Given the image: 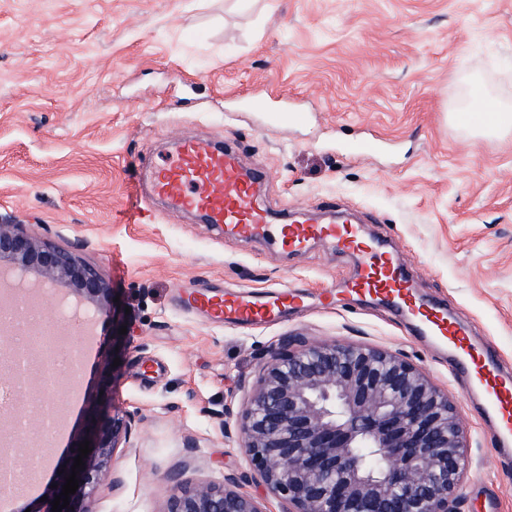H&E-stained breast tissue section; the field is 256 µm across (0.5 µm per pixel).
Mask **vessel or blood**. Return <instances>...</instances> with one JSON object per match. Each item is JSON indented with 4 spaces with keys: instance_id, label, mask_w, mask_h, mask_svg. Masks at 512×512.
Segmentation results:
<instances>
[{
    "instance_id": "vessel-or-blood-1",
    "label": "vessel or blood",
    "mask_w": 512,
    "mask_h": 512,
    "mask_svg": "<svg viewBox=\"0 0 512 512\" xmlns=\"http://www.w3.org/2000/svg\"><path fill=\"white\" fill-rule=\"evenodd\" d=\"M254 106L263 111L268 126H285L301 119L297 112L267 109L261 100ZM262 176L260 169L243 165L236 146L210 147L185 141L164 167L155 170L151 192L180 210L201 215L206 223L226 233L269 241L289 254L323 242L336 252L358 255L361 266L346 281V293L383 302L393 314L404 317L419 336L447 352L493 430L499 454L512 456V371L503 369L487 350L475 347L467 326L448 315L442 305L421 301L394 251L366 236L361 225L319 223L304 215L276 223L256 196L255 186ZM182 304L219 325L252 326L281 320L301 308L304 298L283 288L264 294L193 289L183 294Z\"/></svg>"
}]
</instances>
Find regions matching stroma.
<instances>
[{
	"label": "stroma",
	"mask_w": 512,
	"mask_h": 512,
	"mask_svg": "<svg viewBox=\"0 0 512 512\" xmlns=\"http://www.w3.org/2000/svg\"><path fill=\"white\" fill-rule=\"evenodd\" d=\"M479 91L512 105V0H0V222L78 251L125 313L106 393L136 422L95 512H165L176 482L242 473V492L283 512L224 413L246 408L285 337L384 349L423 369L467 435L457 512H512V460L496 455L447 355L380 302L343 293L356 256L240 240L151 197L142 176L180 140L235 141L245 166L264 169L271 211H347L412 267L418 297L467 320L512 370V130L448 119ZM260 95L304 121L262 127ZM369 139L378 152L357 154ZM275 287L310 307L238 327L179 304L187 289ZM35 293L43 324L74 346L97 341L80 370L57 375L63 434L44 492L100 391L112 320L85 324L76 298Z\"/></svg>",
	"instance_id": "1"
}]
</instances>
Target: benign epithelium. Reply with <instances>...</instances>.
<instances>
[{"label":"benign epithelium","mask_w":512,"mask_h":512,"mask_svg":"<svg viewBox=\"0 0 512 512\" xmlns=\"http://www.w3.org/2000/svg\"><path fill=\"white\" fill-rule=\"evenodd\" d=\"M46 280L113 311L105 275L75 251L0 224V271ZM134 415L103 400L86 414L64 462L72 473L79 444L92 452L62 512H94L100 475L125 447ZM240 440L284 512H450L469 468L467 439L454 404L422 369L395 353L341 342L282 341L269 356ZM242 478L176 485L166 512H266L239 491Z\"/></svg>","instance_id":"obj_1"}]
</instances>
